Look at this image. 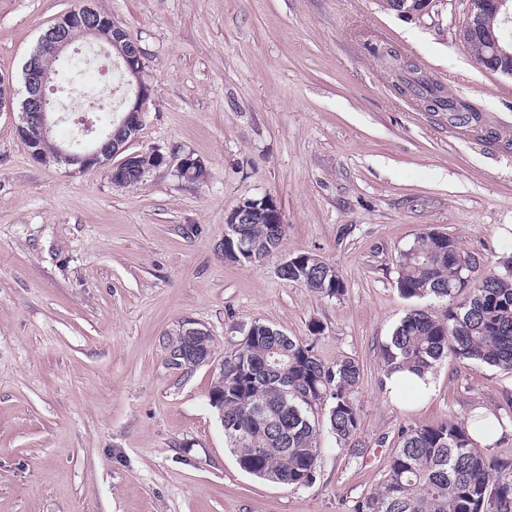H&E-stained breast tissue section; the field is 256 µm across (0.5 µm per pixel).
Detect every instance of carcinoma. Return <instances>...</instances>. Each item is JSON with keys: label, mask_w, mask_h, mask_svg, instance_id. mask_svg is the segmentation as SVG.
<instances>
[{"label": "carcinoma", "mask_w": 512, "mask_h": 512, "mask_svg": "<svg viewBox=\"0 0 512 512\" xmlns=\"http://www.w3.org/2000/svg\"><path fill=\"white\" fill-rule=\"evenodd\" d=\"M469 0L483 32H500V16ZM464 45L478 64L488 66L486 41L474 36ZM399 80L411 93L434 104L430 111L465 113L476 121L478 110L448 99L436 80L412 64L398 65ZM247 239L258 244L252 261L277 251L285 225L261 218L244 225ZM281 278L328 297L344 293L338 270L320 256L292 255ZM474 259L447 235L418 236L398 255L396 287L413 301L446 303L440 316L431 306L413 308L382 347L386 372L406 369L418 375L452 356L512 373V255L498 259L480 279L471 276ZM361 368L352 359L328 365L311 344L265 323H253L241 347L224 359V378L210 393L224 394V437L237 463L258 478L295 486L311 483L317 470L318 436L325 428L336 446L346 447L360 425L357 389ZM490 437L503 425L472 416L409 428L391 457L381 486L355 512H512V479L497 472L506 467L476 448L469 426Z\"/></svg>", "instance_id": "cac0c4a2"}]
</instances>
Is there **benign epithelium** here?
<instances>
[{
  "instance_id": "obj_1",
  "label": "benign epithelium",
  "mask_w": 512,
  "mask_h": 512,
  "mask_svg": "<svg viewBox=\"0 0 512 512\" xmlns=\"http://www.w3.org/2000/svg\"><path fill=\"white\" fill-rule=\"evenodd\" d=\"M429 0H387V5L399 12L425 11ZM112 26V18L95 7V0H81V4L58 16L54 23L39 39L37 51L40 56L58 60L64 56L71 45L70 34L76 32L84 37L98 38L101 29ZM504 37L494 38L487 45L485 60L490 62L492 72L512 76V64L503 67L499 59L507 56L512 59V51L506 49ZM115 57L121 62L126 84L131 94L124 98V108L114 128L99 133L89 139L79 152H73L67 147L58 149V158L68 165H74L80 171L106 165L107 174L112 183L122 185L126 180V171L133 161L151 158L152 164L137 165V174L145 176L154 168L168 166L175 169L177 175H182L192 163V153L164 154L159 150L147 152L126 153L129 143L134 139V133L143 125L144 104L148 96L147 88L140 82L139 74L143 66V49L139 42L127 32L116 29L112 31L110 41ZM26 98L23 101L21 122L16 130L20 139L28 148L30 157L39 162L42 159V145L52 131L55 120L43 106L45 89L52 83V73L32 62H27L24 69ZM15 90L9 78L0 76V114L12 112ZM121 159H116V156ZM266 210L252 209L243 204L233 209L228 217L229 224H249L260 212L269 219V223H278L279 210L276 202L270 196L263 199ZM183 336L188 340L193 355L202 359V363L211 362L212 356L205 355L206 336L208 332L198 327H187Z\"/></svg>"
}]
</instances>
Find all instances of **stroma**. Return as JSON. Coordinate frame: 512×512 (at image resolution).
<instances>
[{"mask_svg": "<svg viewBox=\"0 0 512 512\" xmlns=\"http://www.w3.org/2000/svg\"><path fill=\"white\" fill-rule=\"evenodd\" d=\"M143 51L148 90L135 151L179 146L206 175L172 168L135 186L105 169L37 164L0 115V512H355L383 482L401 432L487 409L512 417V374L451 357L431 392L383 393L381 348L412 308L400 250L453 237L484 274L512 253V77L458 38L468 0L421 14L384 0H95ZM78 0H0V74L24 98L40 35ZM384 46L475 106L482 132L393 88ZM271 196L283 244L224 257L226 217ZM306 251L339 271L329 298L281 279ZM210 363L177 367L187 323ZM361 368L350 447L320 435L313 482L243 471L209 390L252 323Z\"/></svg>", "mask_w": 512, "mask_h": 512, "instance_id": "obj_1", "label": "stroma"}]
</instances>
